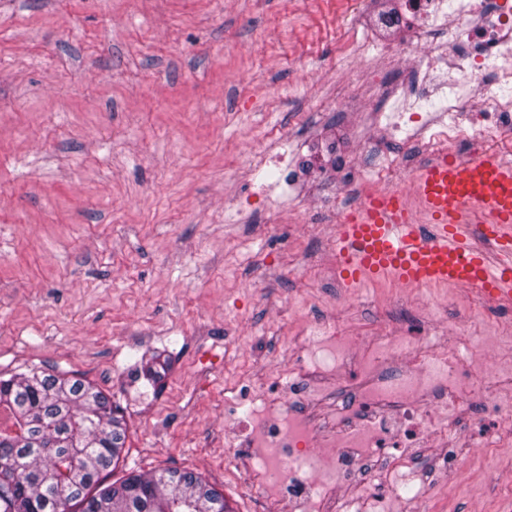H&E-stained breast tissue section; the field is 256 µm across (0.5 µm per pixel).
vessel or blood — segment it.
Instances as JSON below:
<instances>
[{
	"mask_svg": "<svg viewBox=\"0 0 512 512\" xmlns=\"http://www.w3.org/2000/svg\"><path fill=\"white\" fill-rule=\"evenodd\" d=\"M336 255L349 284L389 275L512 303V161L433 155L412 199L377 192L338 225Z\"/></svg>",
	"mask_w": 512,
	"mask_h": 512,
	"instance_id": "vessel-or-blood-1",
	"label": "vessel or blood"
}]
</instances>
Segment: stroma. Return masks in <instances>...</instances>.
<instances>
[{
  "instance_id": "obj_1",
  "label": "stroma",
  "mask_w": 512,
  "mask_h": 512,
  "mask_svg": "<svg viewBox=\"0 0 512 512\" xmlns=\"http://www.w3.org/2000/svg\"><path fill=\"white\" fill-rule=\"evenodd\" d=\"M336 0H0V376L38 368L87 380L127 422L114 478L200 473L230 512H264L247 494L246 459L225 434L261 380L288 392L295 335L337 316L356 336L375 309L436 312L467 339L476 373H512V324L464 288L392 277L337 286L336 232L310 226L354 183L379 182L367 153L429 137L404 123L380 84L377 43L409 41ZM405 93L447 120L435 75ZM279 220L277 235L250 224ZM172 360L160 383L142 364ZM473 449L437 481L428 512H494L512 487V423L457 419Z\"/></svg>"
}]
</instances>
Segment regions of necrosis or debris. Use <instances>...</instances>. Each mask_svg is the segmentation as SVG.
I'll use <instances>...</instances> for the list:
<instances>
[{
    "label": "necrosis or debris",
    "mask_w": 512,
    "mask_h": 512,
    "mask_svg": "<svg viewBox=\"0 0 512 512\" xmlns=\"http://www.w3.org/2000/svg\"><path fill=\"white\" fill-rule=\"evenodd\" d=\"M415 38L404 46H381L380 56H411L420 69L441 72L447 59L419 48L416 37L435 32L448 47L472 45L460 63V81L445 97L448 126L419 149L430 156L443 141L471 158L512 155V99L498 88L512 85V0H403ZM336 363L345 379L330 399L329 414L315 407L312 380L321 366L295 359L288 397L302 415L275 418L279 398L267 393L250 425L234 428L232 444L255 447L265 439L272 456L244 471L251 491L267 494L268 512H386L404 494L406 512H425L427 476H455L467 450L448 438L440 419L479 409L486 421L504 420L492 392L512 386V376H476L467 359L444 342L424 315L413 326L370 336H351L328 318Z\"/></svg>",
    "instance_id": "obj_1"
}]
</instances>
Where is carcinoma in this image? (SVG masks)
Masks as SVG:
<instances>
[{"instance_id": "carcinoma-1", "label": "carcinoma", "mask_w": 512, "mask_h": 512, "mask_svg": "<svg viewBox=\"0 0 512 512\" xmlns=\"http://www.w3.org/2000/svg\"><path fill=\"white\" fill-rule=\"evenodd\" d=\"M0 512H229L224 495L187 470L107 474L127 424L92 385L41 370L0 377Z\"/></svg>"}]
</instances>
